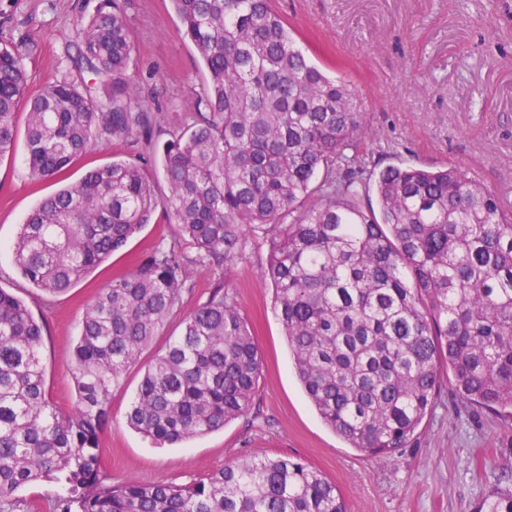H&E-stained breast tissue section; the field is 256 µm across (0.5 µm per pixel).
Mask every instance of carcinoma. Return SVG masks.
Segmentation results:
<instances>
[{
  "instance_id": "obj_1",
  "label": "carcinoma",
  "mask_w": 512,
  "mask_h": 512,
  "mask_svg": "<svg viewBox=\"0 0 512 512\" xmlns=\"http://www.w3.org/2000/svg\"><path fill=\"white\" fill-rule=\"evenodd\" d=\"M207 74V112L162 145L169 195L126 160L93 168L40 202L11 250L43 294L74 287L162 208L195 250L155 248L98 288L72 348L76 403L48 395L43 323L0 289V504L51 479L52 512H347L335 483L292 456L241 459L186 485L112 483L100 433L112 389L181 301L189 269L224 266V281L147 367L127 424L157 445L219 430L250 409L259 348L229 287L249 233L266 239L262 277L307 399L367 456L407 445L433 408L437 364L456 391L512 415V209L461 168L368 170V135L348 86L307 60L270 0H170ZM74 66L33 97L25 47L0 44V161L28 108L33 180L64 174L101 135L152 132L126 76L133 44L114 0L74 30ZM378 210L359 204L356 174ZM477 512H512L493 492Z\"/></svg>"
}]
</instances>
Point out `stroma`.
Returning a JSON list of instances; mask_svg holds the SVG:
<instances>
[{
	"instance_id": "obj_1",
	"label": "stroma",
	"mask_w": 512,
	"mask_h": 512,
	"mask_svg": "<svg viewBox=\"0 0 512 512\" xmlns=\"http://www.w3.org/2000/svg\"><path fill=\"white\" fill-rule=\"evenodd\" d=\"M99 2L12 0V21L0 39H27L29 93L64 74L80 81L71 61L72 31ZM117 2L134 43L127 74L141 105L156 116L153 138L132 146L97 141L73 164L69 179L78 181L89 169L123 159L140 165L162 198L169 187L161 146L199 111L205 70L169 0ZM272 6L309 60L359 97L372 168L458 167L512 209V0H272ZM27 118L26 109H19L14 154L0 160V288L43 320L47 388L69 407L76 398L70 354L98 286L132 269L158 242L182 249L187 243L159 210L124 248L66 293L48 299L32 288L9 245L30 211L61 184L30 179ZM267 257L263 238H252L228 274L262 357L249 412L224 429L162 448L126 423L145 365L169 337L179 335L183 318L226 275L195 270L190 291L112 392L100 452L113 483L187 484L240 458L295 456L335 483L348 512H475L492 490L512 493V416L462 401L447 362L437 365L432 412L394 455L366 457L329 429L293 370L272 287L261 277Z\"/></svg>"
}]
</instances>
